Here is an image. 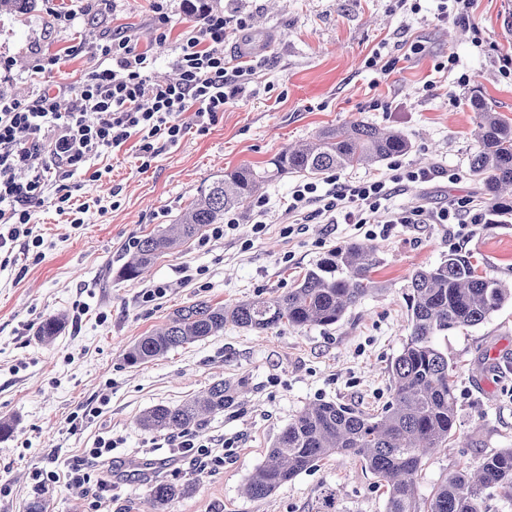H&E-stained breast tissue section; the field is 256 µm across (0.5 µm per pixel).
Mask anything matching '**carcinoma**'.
<instances>
[{
  "label": "carcinoma",
  "instance_id": "cac0c4a2",
  "mask_svg": "<svg viewBox=\"0 0 512 512\" xmlns=\"http://www.w3.org/2000/svg\"><path fill=\"white\" fill-rule=\"evenodd\" d=\"M36 0H0V12L23 16ZM479 116L477 150L469 170L481 181L489 204L512 212V122L479 97L471 100ZM410 149L398 132L357 121L329 128L289 148L274 160L276 173L321 174L371 166ZM272 177L267 171L241 168L200 191L176 222L135 241L120 273L134 280L160 256L189 244L224 213L243 207ZM381 259L376 246L351 243L319 260L288 292L235 304L206 300L177 308L165 325L140 337L124 359L131 366L216 336L224 326L266 330L282 323L295 327L332 326L377 285L371 274ZM408 334L391 362L392 401L377 413L332 401L305 406L283 429L265 459L246 479L252 499L271 495L317 462L334 454L358 458L386 487L385 512H421L417 479L425 457L448 445L455 434L456 399L452 366L436 339L476 326L512 299V289L477 273L471 256L451 251L438 264L414 271L406 288ZM63 319L48 317L38 327L42 342L53 340ZM235 387L219 379L186 402L156 405L140 418L146 431L195 432L235 401ZM189 485L162 481L150 487L148 512H167ZM496 492L512 499V448L482 461L473 472H460L433 492L426 512H484V500Z\"/></svg>",
  "mask_w": 512,
  "mask_h": 512
}]
</instances>
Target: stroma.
<instances>
[{"label":"stroma","instance_id":"obj_1","mask_svg":"<svg viewBox=\"0 0 512 512\" xmlns=\"http://www.w3.org/2000/svg\"><path fill=\"white\" fill-rule=\"evenodd\" d=\"M226 15L247 17L248 37L264 44L265 66L251 77L247 95L200 129L193 112L181 114L186 133L140 170L136 150L124 147L101 158L107 173L90 182H67L74 201L95 199L83 222L71 224L53 203L37 209L34 231L40 256L15 247L0 267V417L13 434L0 440V512H26L43 494L51 512H90L94 480L113 481L104 512H145L151 482L192 484L169 512H321L326 492L336 512H384L386 492L349 455H332L264 499L241 487L302 408L333 401L377 412L391 401L390 362L408 334L402 292L416 269L449 251L473 256L478 272L512 284L511 224H395L374 237L381 265L379 291L337 324L265 331L225 326L222 334L176 349L138 366L124 360L127 347L198 300L233 304L287 292L328 251L365 242L364 230L329 224L306 213L286 233L285 208L298 174H282L260 191L269 200L263 233L251 232L252 204L240 213L236 235L195 239L157 259L142 278L119 269L133 241L173 223L201 188L242 167L270 168L288 145L320 131L364 121L400 131L410 150L403 166L431 170L429 182L398 187L387 205L396 210H436L459 199L472 212L487 202L469 172L477 142L481 95L512 119V0H472L470 22L437 21L439 0H204ZM86 0H37L23 17L0 15V95L25 99L38 88L77 86L93 64L87 48L113 29L138 34L154 58L153 75L175 78V47L151 45L155 22L150 0H107L86 11ZM80 14L63 27L58 14ZM419 53H412V46ZM397 58L394 70L367 67L373 54ZM39 57L56 58L47 75L33 74ZM447 70L436 71L440 62ZM457 180H449V172ZM165 288L162 298L145 292ZM51 316L64 325L49 344L36 330ZM454 367L456 425L447 448L427 456L418 479L428 499L446 477L478 466L512 448V301L482 324L439 337ZM222 379L241 384L235 404L212 417L203 435L235 440L222 462L207 467L166 463L153 449L139 417L158 405H177ZM100 436L118 439L106 463L90 467L91 483L38 485L36 471L64 470L84 457Z\"/></svg>","mask_w":512,"mask_h":512}]
</instances>
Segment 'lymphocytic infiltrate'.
Returning <instances> with one entry per match:
<instances>
[{
	"label": "lymphocytic infiltrate",
	"mask_w": 512,
	"mask_h": 512,
	"mask_svg": "<svg viewBox=\"0 0 512 512\" xmlns=\"http://www.w3.org/2000/svg\"><path fill=\"white\" fill-rule=\"evenodd\" d=\"M247 25L246 18L205 10L182 37L175 58L178 76L169 82L152 79V60L140 50L138 37L118 32L90 47L97 63L72 91L69 107H62L60 93L49 91L28 99H0V251L17 242L41 246L32 220L46 198H53L59 212L86 213L89 203L74 204L64 182L78 172L90 181L102 180L96 163L106 153L137 139L140 166L146 169L162 149L183 138L179 117L187 107H195L200 127L214 123L226 105L245 93L254 71L250 64L231 65L224 53L232 28ZM390 169V176L380 179L342 182L330 175L322 186L299 183L286 211L296 214L315 204L329 223L359 227L379 220L387 225L481 222L463 199L429 215L386 209L397 186L430 177L429 170L397 161ZM52 186L57 192L51 197L47 191Z\"/></svg>",
	"instance_id": "obj_1"
}]
</instances>
